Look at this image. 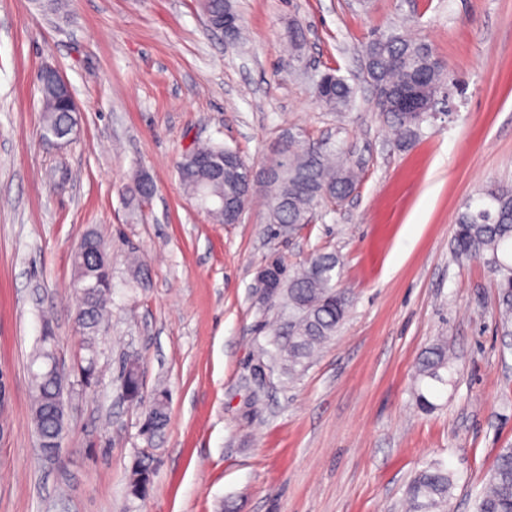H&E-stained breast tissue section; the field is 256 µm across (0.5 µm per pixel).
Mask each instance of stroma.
Here are the masks:
<instances>
[{
	"instance_id": "obj_1",
	"label": "stroma",
	"mask_w": 512,
	"mask_h": 512,
	"mask_svg": "<svg viewBox=\"0 0 512 512\" xmlns=\"http://www.w3.org/2000/svg\"><path fill=\"white\" fill-rule=\"evenodd\" d=\"M240 36L207 27L199 0H0V512H409L407 488L433 459L452 471L449 512L473 503L512 447V335L484 264L453 251L457 215L512 182V0H231ZM306 31L294 69L292 25ZM410 26L458 81L421 138L401 148L375 108L362 47ZM56 66L79 110L70 141L42 136L35 75ZM333 69L356 89L339 115L315 97ZM360 165L355 194L315 223L271 236L267 199L240 223L196 210L176 165L199 142L261 166L287 129ZM145 174L148 202L127 188ZM95 232L112 259V315L98 335L100 381L71 385L60 463L31 422L30 361L52 328L70 368L72 255ZM149 270L133 287L129 253ZM339 259L352 299L335 337L294 377L253 368L276 309L257 273L280 255ZM454 356L447 384L418 381L433 343ZM137 355L145 392L172 393L145 500L127 468L146 443L118 390ZM433 402L423 411L417 392Z\"/></svg>"
}]
</instances>
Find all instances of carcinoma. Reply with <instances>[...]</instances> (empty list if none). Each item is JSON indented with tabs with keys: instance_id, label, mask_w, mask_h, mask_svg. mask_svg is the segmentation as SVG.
Segmentation results:
<instances>
[{
	"instance_id": "1",
	"label": "carcinoma",
	"mask_w": 512,
	"mask_h": 512,
	"mask_svg": "<svg viewBox=\"0 0 512 512\" xmlns=\"http://www.w3.org/2000/svg\"><path fill=\"white\" fill-rule=\"evenodd\" d=\"M204 15L219 23L232 13L229 0H201ZM365 71L373 84L378 112L393 131L395 141L406 146L422 135L429 111L410 112L399 104L400 92L412 91L428 106L448 86L449 74L432 46L391 26L374 32L363 49ZM43 134L57 140L70 139L75 129L71 105L73 93L67 84L39 82ZM317 99L338 114L348 111L355 89L333 71L316 84ZM247 165L241 155L222 144L211 143L186 151L177 165L180 183L215 224H222L223 207L246 208L255 189H264L268 199V224L273 233L279 226L298 228L312 223L319 214L347 199L359 182L358 165L342 152L318 143H307L300 132L289 130L269 147L265 165L256 177H240ZM456 254L483 261L497 281L504 322L512 319V185L495 184L479 193L458 214L454 232ZM339 260L333 253L319 252L302 265L288 266L281 258L269 261L275 287L270 307L280 310L281 324L274 330L262 355L280 362L288 372L297 371L306 360L336 334L349 307L346 293L336 288L334 277ZM73 284L82 285L75 323L85 336L77 365L84 386L92 385L99 373L96 334L107 314L112 293V263L106 244L89 231L73 255ZM54 338L45 332L30 364L32 415L36 436L45 442L64 439L67 430L63 369L50 366ZM452 372L448 347L433 344L418 366V379L447 383L444 372ZM126 401L143 407L142 434L147 442L162 433L169 421L170 393L159 387L149 401L143 400V376L137 359L127 357L119 370ZM157 469L154 454L147 450L133 458L128 468L126 492L131 499H145ZM454 486L453 474L441 460L427 463L412 480L408 494L412 512H446ZM474 512H512V448L500 451L494 473L476 499Z\"/></svg>"
}]
</instances>
